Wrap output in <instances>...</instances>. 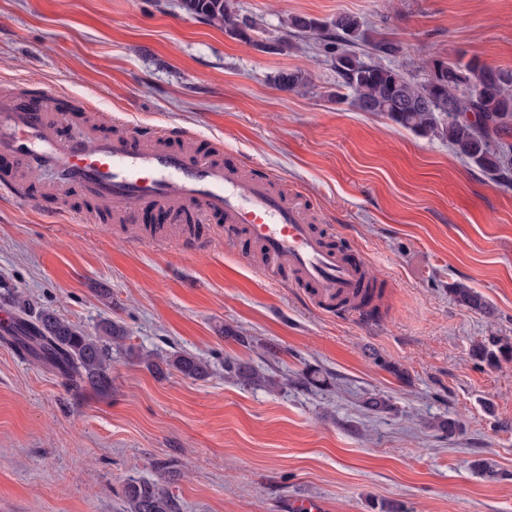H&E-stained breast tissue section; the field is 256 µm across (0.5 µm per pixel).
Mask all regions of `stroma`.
I'll return each instance as SVG.
<instances>
[{"label": "stroma", "instance_id": "1", "mask_svg": "<svg viewBox=\"0 0 512 512\" xmlns=\"http://www.w3.org/2000/svg\"><path fill=\"white\" fill-rule=\"evenodd\" d=\"M234 4L266 42L291 16H359L401 42L391 64L420 81L435 56L512 71V0ZM280 70L309 83L282 91ZM40 97L65 115L60 137L173 127L169 148L302 192L328 242L362 251L383 292L373 321L349 320L243 261L257 248L226 242L222 214L149 205L129 220L51 173L17 174L16 196L0 195V315L23 301L89 332L117 320L139 356L113 349L111 390L76 395L0 343V512H122L132 478L159 482L180 512H293L304 499L322 512H512V359L471 355L489 336L512 341V186L358 111L314 46L269 52L180 0H0V99ZM156 222L197 225L208 251L152 245ZM459 283L491 315L455 302ZM177 351L211 376L142 362ZM228 360L260 381L239 383ZM310 375L316 385L301 386ZM372 394L393 412H367ZM448 417L460 424L450 439L434 427Z\"/></svg>", "mask_w": 512, "mask_h": 512}]
</instances>
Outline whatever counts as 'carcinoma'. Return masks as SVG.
I'll return each mask as SVG.
<instances>
[{
  "label": "carcinoma",
  "instance_id": "1",
  "mask_svg": "<svg viewBox=\"0 0 512 512\" xmlns=\"http://www.w3.org/2000/svg\"><path fill=\"white\" fill-rule=\"evenodd\" d=\"M181 7L245 42H254L251 33L260 31L257 22L240 16L233 0H181ZM285 27L301 40H316L334 58L336 73L350 90L356 109L380 112L406 129L444 141L458 157L495 181L512 182V144L508 141L512 136V73L471 61L450 64L434 58L428 78L418 82L403 70L367 61L369 57H396L403 47L384 35L368 36L364 21L356 15L340 14L328 26L292 16ZM272 82L294 91L307 85V77L300 71H279ZM449 293L472 311L489 312L487 302L471 288L459 285ZM127 339V330L118 321L104 320L89 334L49 310L33 319L15 318L0 335L19 355L58 373L75 394L88 387L100 391L112 387V346L121 347ZM509 355L512 343L499 336H490L472 349V356L489 366ZM144 362L157 374L164 373L166 365L195 380L211 375L209 364L189 353H175L160 363L149 358ZM224 370L245 385L257 379L253 369L231 362L224 363ZM124 498L126 512H179L175 498L154 481L130 479Z\"/></svg>",
  "mask_w": 512,
  "mask_h": 512
}]
</instances>
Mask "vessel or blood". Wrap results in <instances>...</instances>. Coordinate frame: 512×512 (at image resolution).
<instances>
[{
  "label": "vessel or blood",
  "instance_id": "vessel-or-blood-1",
  "mask_svg": "<svg viewBox=\"0 0 512 512\" xmlns=\"http://www.w3.org/2000/svg\"><path fill=\"white\" fill-rule=\"evenodd\" d=\"M57 125L41 101L21 110L0 103V154L31 174L54 170L64 186L83 189L127 217L144 204L223 213L227 238L245 232L261 247L268 270L290 275L327 311L361 318L367 266L315 231L303 197L282 195L243 168L224 165L217 155L170 150L164 142L175 132L168 128L135 139L63 140Z\"/></svg>",
  "mask_w": 512,
  "mask_h": 512
}]
</instances>
